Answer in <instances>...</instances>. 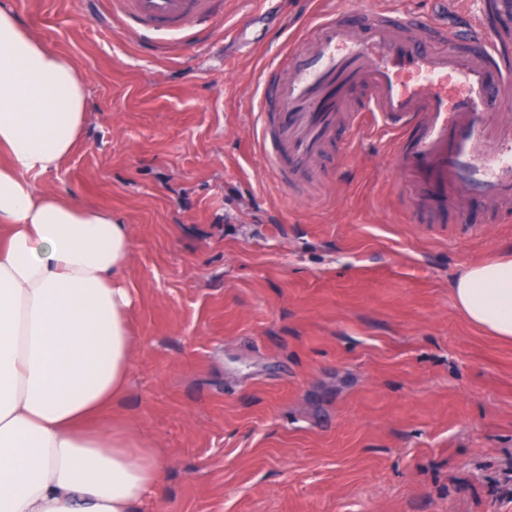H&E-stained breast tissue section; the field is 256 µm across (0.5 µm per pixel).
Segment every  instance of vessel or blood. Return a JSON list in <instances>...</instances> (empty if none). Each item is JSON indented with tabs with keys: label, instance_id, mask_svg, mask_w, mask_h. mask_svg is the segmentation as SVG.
I'll use <instances>...</instances> for the list:
<instances>
[{
	"label": "vessel or blood",
	"instance_id": "vessel-or-blood-1",
	"mask_svg": "<svg viewBox=\"0 0 512 512\" xmlns=\"http://www.w3.org/2000/svg\"><path fill=\"white\" fill-rule=\"evenodd\" d=\"M139 39L181 42L224 17L218 0H114ZM425 31L422 40L407 31ZM475 15L459 30L400 9L317 12L257 89L253 139L289 188L364 117L391 131L403 198L425 224H464L463 202L512 211V53Z\"/></svg>",
	"mask_w": 512,
	"mask_h": 512
}]
</instances>
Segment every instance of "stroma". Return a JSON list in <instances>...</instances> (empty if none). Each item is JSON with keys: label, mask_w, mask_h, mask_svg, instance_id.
Masks as SVG:
<instances>
[{"label": "stroma", "mask_w": 512, "mask_h": 512, "mask_svg": "<svg viewBox=\"0 0 512 512\" xmlns=\"http://www.w3.org/2000/svg\"><path fill=\"white\" fill-rule=\"evenodd\" d=\"M10 2L87 89L37 188L131 228L135 352L103 421L162 462L138 512H512V342L452 295L512 257V219L471 199L478 236L414 222L369 126L298 192L249 137L250 89L322 0H231L162 51L112 0Z\"/></svg>", "instance_id": "1"}]
</instances>
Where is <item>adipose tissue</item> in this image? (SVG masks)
<instances>
[{
	"mask_svg": "<svg viewBox=\"0 0 512 512\" xmlns=\"http://www.w3.org/2000/svg\"><path fill=\"white\" fill-rule=\"evenodd\" d=\"M85 83L0 0V512H135L161 462L99 427L133 355L130 227L39 192L86 124ZM474 325L512 341V261L452 287Z\"/></svg>",
	"mask_w": 512,
	"mask_h": 512,
	"instance_id": "1",
	"label": "adipose tissue"
}]
</instances>
